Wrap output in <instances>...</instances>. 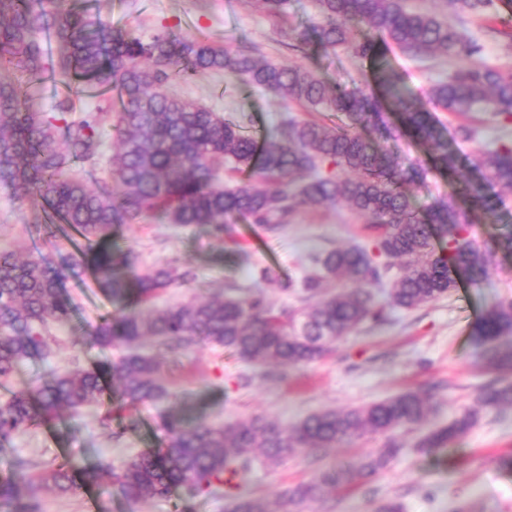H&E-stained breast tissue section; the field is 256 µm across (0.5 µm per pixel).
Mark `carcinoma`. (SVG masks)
<instances>
[{
  "label": "carcinoma",
  "mask_w": 512,
  "mask_h": 512,
  "mask_svg": "<svg viewBox=\"0 0 512 512\" xmlns=\"http://www.w3.org/2000/svg\"><path fill=\"white\" fill-rule=\"evenodd\" d=\"M437 14L412 9L406 0H317L324 22L314 31L324 51L348 44L369 60L375 88L347 91L302 67L260 60L246 46L232 50L199 38L187 42L162 30L144 37L112 25L92 8L65 9L61 0H0V69L39 80L46 55L43 39L59 47L55 79L69 90L117 91L120 109L71 116L66 98L57 112L33 111L17 87L0 81V176L10 180L17 200L43 203L51 223L65 224L87 242L56 266L15 244L0 249V385L22 366L51 354L54 324L75 312L63 282L79 269L99 276L103 292L122 310L99 323L92 342L127 349L117 364L76 365L0 399V451L32 427L55 419L62 408L77 413L100 401L105 376L119 383L123 401L134 405L169 396L160 354L176 353L204 340L234 352L247 364L292 369L323 358L335 344L395 310L410 312L444 298L456 288V270L471 281L489 276L493 251L474 226L512 196V144L491 143L470 161L477 176L451 186L448 198L420 211L409 186L426 178L420 165L404 166L375 141L354 132L364 126L376 136H393L384 114L389 105L401 125L432 154L436 169L452 179L458 159L448 149L447 129L424 104L398 86L389 59L396 49L422 62L444 56L452 66L428 92L434 108L454 114L483 112L512 122V63H491L482 41H502L512 58V0H442ZM357 19L369 33L351 39L340 20ZM223 71L273 94L336 113L337 121L290 118L262 144L239 121L168 93L176 78ZM119 151L107 178L87 185L73 164L91 167L101 158L100 130L107 119ZM346 204L376 234L372 247L350 244L314 258V272L282 284L301 306L277 305L257 288H227L209 300L192 299L162 309L149 306L161 291L187 286L194 274L170 264L133 278L134 251L113 250L120 227L161 214L170 224L207 227L225 240L224 257L237 258L226 219L247 217L277 235L299 207ZM512 300L489 305L474 329L484 366L501 377L489 383L476 404L448 423L428 430L421 448H444L460 439L487 409L512 407ZM153 352H144L145 348ZM433 411V396L404 390L382 400L314 412L292 427L255 416L224 426L205 420H164L168 443L146 449L114 466L109 459L78 470L63 457L42 477L61 494H75L102 481L136 503L184 499L227 488L228 512H298L311 500L344 487L366 484L399 452V430L420 426ZM365 436L388 439L376 452L319 472L313 480L268 499L249 492L255 462L275 468L305 448L327 450ZM37 464L10 463L0 477V506L11 512H40L30 471Z\"/></svg>",
  "instance_id": "1"
}]
</instances>
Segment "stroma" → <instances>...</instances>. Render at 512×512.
I'll return each mask as SVG.
<instances>
[{
    "label": "stroma",
    "mask_w": 512,
    "mask_h": 512,
    "mask_svg": "<svg viewBox=\"0 0 512 512\" xmlns=\"http://www.w3.org/2000/svg\"><path fill=\"white\" fill-rule=\"evenodd\" d=\"M87 2L99 4L118 26L147 34L171 30L189 41L204 36L216 44L234 37L255 47L265 59L304 67L327 83L350 90L367 91L373 86L369 60L356 57L349 48L334 53L314 46L304 53L293 50L299 33L322 22L314 0H289L283 18L268 15L256 0ZM391 61L399 86L417 97L448 73L443 57L413 62L395 55ZM7 78L20 86L23 99L34 110L51 111L67 93L50 78L37 84L16 72ZM169 90L226 118L246 120L249 133L257 136L285 119L308 116L288 98L221 72L173 81ZM384 148L402 163L427 167L425 181L411 188L417 205L447 197V176L432 168L428 152L415 138L403 133L385 142ZM42 217L40 199L19 202L11 184L0 179V247L21 241L54 263L60 254L73 252L65 236L48 234ZM231 226L244 251L234 261L225 259L221 246L205 228L181 227L162 219L124 225L119 243L138 255L139 272L166 263L193 269L195 282L165 290L157 300L163 306L220 295L228 288L258 286L271 301L289 304L293 298L280 283L307 270L310 254L370 240L362 221L344 204L300 208L274 236L241 218L232 220ZM264 268L272 269L277 281L261 283L259 272ZM64 285L77 305L76 315L70 324L53 328L52 356L28 363L21 380L31 382L68 367L76 341L83 345L81 362L86 366L115 362L123 354L122 349H102L90 341L95 326L116 312L94 276H71ZM498 299H512V258L500 254L487 280L475 283L458 275L457 286L448 297L394 313L387 323L364 326L337 343L330 355L303 367H254L230 351L199 343L176 358L163 359L171 398L116 408L108 430L99 423L104 405L86 406L76 415L63 413L59 421L30 429L11 448L1 451L0 476L15 457L34 460L45 470L65 455L75 466L86 467L101 458L117 464L143 449L164 447L167 434L162 418L172 412L199 414L217 423L263 415L290 425L322 409L362 405L403 389H418L432 392L437 404L429 425L446 423L472 406L494 378L483 364L472 331L485 308ZM419 436L416 429L397 432L399 453L369 485L337 490L304 504L303 512H377L378 505L387 500L401 502L404 512H512V471L496 462L497 457L512 455V408L482 412L464 437L431 452L417 448ZM383 444V438L365 437L325 454L301 451L275 468L255 466L250 491L256 496H275L310 481L320 470ZM41 497L42 512H178L177 500L149 498L131 503L103 483L74 495L46 490Z\"/></svg>",
    "instance_id": "stroma-1"
}]
</instances>
